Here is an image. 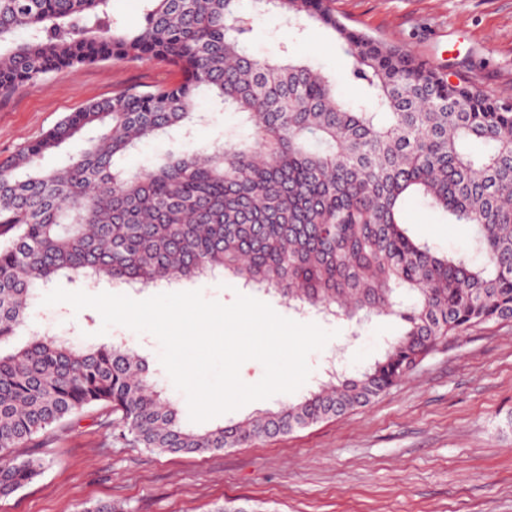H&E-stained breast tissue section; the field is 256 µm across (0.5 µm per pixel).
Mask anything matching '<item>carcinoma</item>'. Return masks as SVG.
I'll return each instance as SVG.
<instances>
[{
  "label": "carcinoma",
  "mask_w": 512,
  "mask_h": 512,
  "mask_svg": "<svg viewBox=\"0 0 512 512\" xmlns=\"http://www.w3.org/2000/svg\"><path fill=\"white\" fill-rule=\"evenodd\" d=\"M111 0H0V92L64 67L159 59L179 79L127 88L65 116L0 161V344L58 276L142 287L232 275L294 307L342 317L394 315L406 330L353 376L227 426H183L144 360L122 340L81 347L33 335L0 355V496L45 469L38 448L100 407L117 440L161 453H204L287 435L369 405L448 338L512 322V104L496 102L399 46L349 27L330 0H143L127 27ZM288 31L276 57L249 52L255 16ZM310 27L329 33L358 87L292 56ZM28 32L19 41L16 36ZM211 109L246 135L194 150ZM182 133L150 169L120 162L138 143ZM83 147L66 165L42 160ZM419 197L452 224L476 226V265L413 235ZM18 447L35 452L18 460ZM212 512H268L226 500Z\"/></svg>",
  "instance_id": "carcinoma-1"
}]
</instances>
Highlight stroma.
<instances>
[{"mask_svg": "<svg viewBox=\"0 0 512 512\" xmlns=\"http://www.w3.org/2000/svg\"><path fill=\"white\" fill-rule=\"evenodd\" d=\"M342 20L381 41L428 59L512 104V0H331ZM298 52L335 74L355 96L347 59L322 31ZM166 62H101L57 70L0 93V160L38 141L65 115L130 86L175 82ZM411 230L438 250L467 252L473 226L449 223L419 198L406 203ZM208 300L232 304L243 294L286 318L333 334L308 357L301 393L317 389L323 368L343 349L349 372L377 358L402 322L374 316L359 323L300 314L279 295L232 276L182 283ZM48 330L83 346L124 339L145 356L160 387L189 422L185 395L160 362V343L123 326L103 328L99 312L59 303L33 310ZM98 410L69 426L47 450L48 464L29 485L0 497V512H76L82 502L122 512H212L227 498L264 503L269 512H512V322L449 338L415 372L370 405L283 437L202 454L157 453L111 442Z\"/></svg>", "mask_w": 512, "mask_h": 512, "instance_id": "1", "label": "stroma"}]
</instances>
